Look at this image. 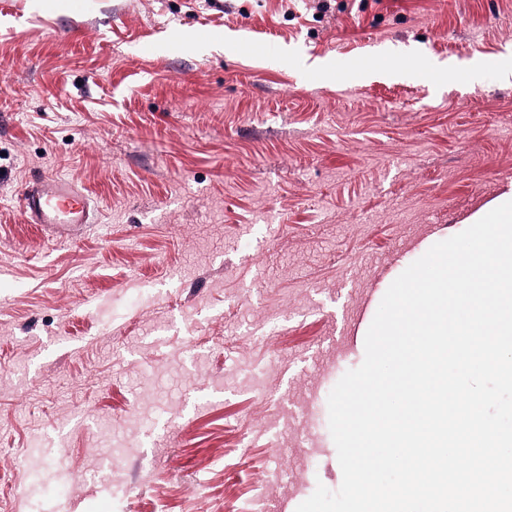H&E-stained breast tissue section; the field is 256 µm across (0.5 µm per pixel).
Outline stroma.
Listing matches in <instances>:
<instances>
[{
  "instance_id": "obj_1",
  "label": "stroma",
  "mask_w": 512,
  "mask_h": 512,
  "mask_svg": "<svg viewBox=\"0 0 512 512\" xmlns=\"http://www.w3.org/2000/svg\"><path fill=\"white\" fill-rule=\"evenodd\" d=\"M511 57L512 0H0V506L337 490L384 284L512 189ZM52 175L66 240L21 208ZM22 209L30 224H46L59 238L75 224H91L92 204L69 178L47 176L24 192Z\"/></svg>"
}]
</instances>
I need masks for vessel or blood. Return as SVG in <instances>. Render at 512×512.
<instances>
[{"mask_svg": "<svg viewBox=\"0 0 512 512\" xmlns=\"http://www.w3.org/2000/svg\"><path fill=\"white\" fill-rule=\"evenodd\" d=\"M22 209L29 223L43 224L57 237L67 235L76 224L91 221L92 204L70 179L47 176L24 192Z\"/></svg>", "mask_w": 512, "mask_h": 512, "instance_id": "vessel-or-blood-1", "label": "vessel or blood"}]
</instances>
